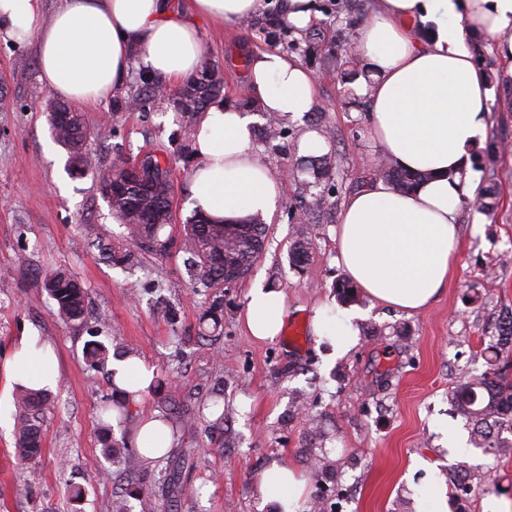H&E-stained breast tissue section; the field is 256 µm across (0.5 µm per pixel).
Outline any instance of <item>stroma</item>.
<instances>
[{"instance_id":"obj_1","label":"stroma","mask_w":512,"mask_h":512,"mask_svg":"<svg viewBox=\"0 0 512 512\" xmlns=\"http://www.w3.org/2000/svg\"><path fill=\"white\" fill-rule=\"evenodd\" d=\"M201 29L204 61L221 68L224 99L237 103L246 80L239 58L280 42L239 22H205ZM302 63L316 77L315 112L336 130L333 208L316 222L294 223L300 189L285 178L282 200L265 219L266 249L247 277L224 290L223 331L214 337L202 320L212 295L192 287L184 253L140 249L93 175L72 173L67 151L50 133L54 97L37 78L34 43L0 40V512H112L119 468L103 453L98 418L112 387L86 361L94 329L133 347L160 382L127 420L113 423L114 439L139 430L147 417L165 415L169 402L199 406L216 389L224 391L222 429L199 418L173 438L168 457L185 464L180 512H277L258 492L262 471L277 458L309 478L306 512H319V498L345 486L354 491L346 512H414V494L435 482L448 486L462 463L486 481L467 495L445 494L446 512H484L490 496L512 506V455L471 444L474 427L453 398L460 381L487 371L495 326L502 310L512 308V66L491 63L485 139L498 142L500 153L495 168L474 167L480 188H497V208L482 213L465 206L450 284L426 309L408 314L356 293L359 342L333 359L312 335L300 351L282 335L255 340L242 319L256 282L283 293L292 319L310 320L319 304L337 302L335 285L344 277L334 237L340 206L362 188L378 153L360 107L364 94H357L355 107L341 105L344 63L325 65L319 54ZM175 87L163 80L142 112H116L106 103L83 113L90 129L109 125V137L90 141L104 164L120 155L173 152V222L164 229L172 237L192 214L191 169L176 155L183 119L171 101ZM314 124L313 114L288 120L291 147L256 140L259 158L278 175L303 169L309 153L301 142ZM301 237L310 243L305 273L289 264ZM102 239L113 251L134 254L136 267L112 266L96 248ZM57 269L70 271L88 291L83 324L61 319L53 300L33 286L31 273ZM33 330L54 349L60 378L44 410L42 453L21 466L13 456L16 388L6 363ZM442 423L466 438L464 449L447 445ZM73 483L86 491L81 501L69 496Z\"/></svg>"}]
</instances>
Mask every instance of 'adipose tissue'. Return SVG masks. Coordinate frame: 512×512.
<instances>
[{
  "mask_svg": "<svg viewBox=\"0 0 512 512\" xmlns=\"http://www.w3.org/2000/svg\"><path fill=\"white\" fill-rule=\"evenodd\" d=\"M262 0H0V40L34 42L39 81L58 98L100 106L122 87L131 63L180 81L204 59L198 24L237 22ZM487 34L491 54L512 63V0H374L352 41L368 72L370 134L395 167L421 173L410 192L377 178L342 204L336 226L337 263L378 303L406 312L428 307L447 288L461 247L463 205L473 198L471 153L485 135L491 110L487 73L468 39ZM249 82L261 112L300 118L314 105L315 77L295 57L276 50L250 56ZM252 117L217 99L195 125L197 164L191 173L193 208L213 221L270 216L281 200V179L258 158ZM282 292L252 285L243 322L255 339L279 336ZM357 314L336 305L314 308L312 329L334 355L359 342ZM50 345L22 337L7 371L12 383L58 386ZM279 512H304L306 479L284 458L259 481Z\"/></svg>",
  "mask_w": 512,
  "mask_h": 512,
  "instance_id": "ef3b65f1",
  "label": "adipose tissue"
}]
</instances>
